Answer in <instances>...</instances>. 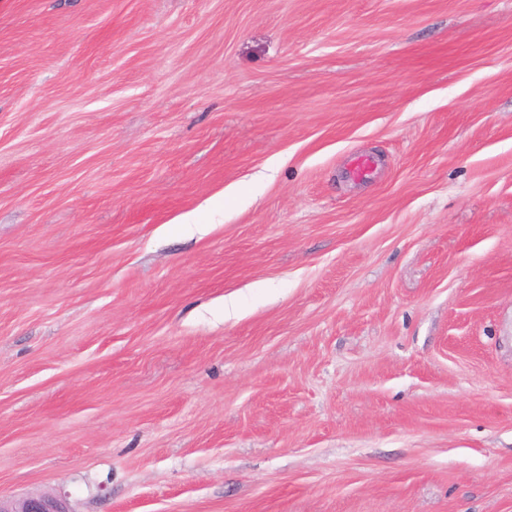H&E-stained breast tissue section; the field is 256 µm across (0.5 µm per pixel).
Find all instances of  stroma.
<instances>
[{
	"label": "stroma",
	"instance_id": "1",
	"mask_svg": "<svg viewBox=\"0 0 512 512\" xmlns=\"http://www.w3.org/2000/svg\"><path fill=\"white\" fill-rule=\"evenodd\" d=\"M0 493L512 512V0H0Z\"/></svg>",
	"mask_w": 512,
	"mask_h": 512
}]
</instances>
